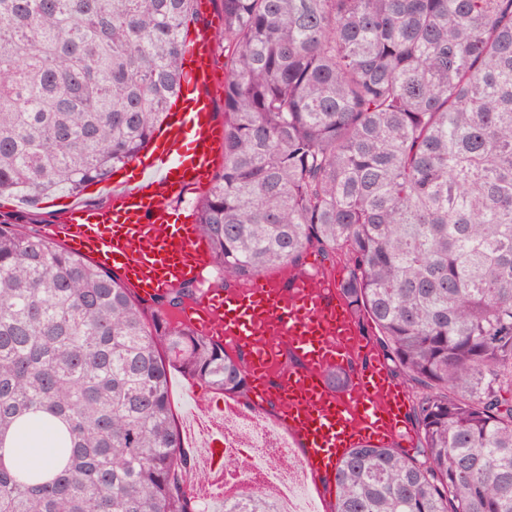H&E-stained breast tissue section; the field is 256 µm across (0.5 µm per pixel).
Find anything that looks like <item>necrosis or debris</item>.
<instances>
[{
	"label": "necrosis or debris",
	"mask_w": 512,
	"mask_h": 512,
	"mask_svg": "<svg viewBox=\"0 0 512 512\" xmlns=\"http://www.w3.org/2000/svg\"><path fill=\"white\" fill-rule=\"evenodd\" d=\"M219 429L234 454L218 481L225 505L245 502L258 493L274 500L277 512H293L295 491L308 489L309 477L277 419L228 396L223 417L198 423L197 434L206 438Z\"/></svg>",
	"instance_id": "1"
}]
</instances>
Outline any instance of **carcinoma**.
I'll return each mask as SVG.
<instances>
[{
    "label": "carcinoma",
    "instance_id": "cac0c4a2",
    "mask_svg": "<svg viewBox=\"0 0 512 512\" xmlns=\"http://www.w3.org/2000/svg\"><path fill=\"white\" fill-rule=\"evenodd\" d=\"M193 0H0V195L78 192L181 91ZM224 163L197 206L215 278L348 265V307L422 389L418 457L362 443L333 512H512V0H220ZM110 271L0 222V512H196L168 387L245 362ZM29 440L52 464L19 469ZM226 512H271L257 496Z\"/></svg>",
    "mask_w": 512,
    "mask_h": 512
}]
</instances>
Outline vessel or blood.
Returning a JSON list of instances; mask_svg holds the SVG:
<instances>
[{
    "label": "vessel or blood",
    "instance_id": "obj_1",
    "mask_svg": "<svg viewBox=\"0 0 512 512\" xmlns=\"http://www.w3.org/2000/svg\"><path fill=\"white\" fill-rule=\"evenodd\" d=\"M185 79L194 96H177L163 133L134 163L139 185L113 195L103 208L73 207L50 236L93 258L142 300L180 284L202 281L212 264L197 224L173 223L175 205L211 182L224 128L212 114L214 33L194 26L185 41ZM195 332L243 352L255 406L272 402L302 450L306 472L332 478L349 448L364 441L405 448L413 433L407 394L367 344L341 292L340 280L318 264L273 278L258 276L235 288H209L177 315ZM288 346L298 367L280 362ZM363 367H355V360ZM347 371L344 388L326 383L329 370ZM223 437L207 443V465L223 471Z\"/></svg>",
    "mask_w": 512,
    "mask_h": 512
}]
</instances>
